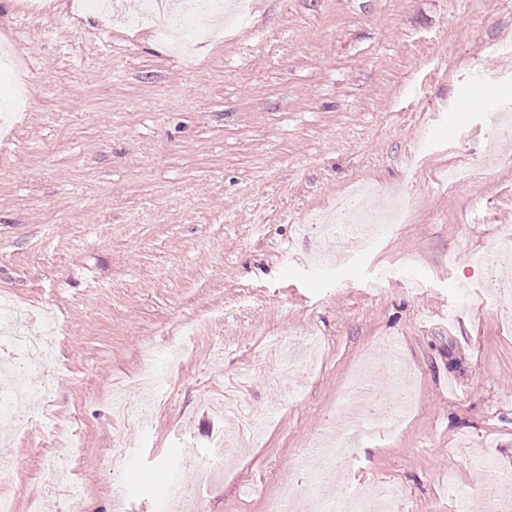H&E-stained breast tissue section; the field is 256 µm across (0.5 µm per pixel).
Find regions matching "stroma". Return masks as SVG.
Here are the masks:
<instances>
[{
    "label": "stroma",
    "mask_w": 512,
    "mask_h": 512,
    "mask_svg": "<svg viewBox=\"0 0 512 512\" xmlns=\"http://www.w3.org/2000/svg\"><path fill=\"white\" fill-rule=\"evenodd\" d=\"M0 293L65 324L45 403L79 448V512H113L107 460L125 457V512H162V474L190 478L216 434L235 453L202 512H267L303 494L324 429L361 427L340 501L397 490L395 512H460L512 475V274L484 254L512 228V163L486 155V114L512 102V12L500 0H252L188 53L78 0L36 15L0 0ZM469 97L465 120L455 118ZM467 164L461 183L446 181ZM358 186L396 198L394 230L341 255L302 230ZM467 247H460V239ZM316 334L297 402L270 382L273 337ZM168 359L141 416L112 415L113 383ZM375 392L415 379L398 420L345 415L356 372ZM238 391L263 427L219 414ZM50 441L21 420L0 493L29 512Z\"/></svg>",
    "instance_id": "stroma-1"
}]
</instances>
